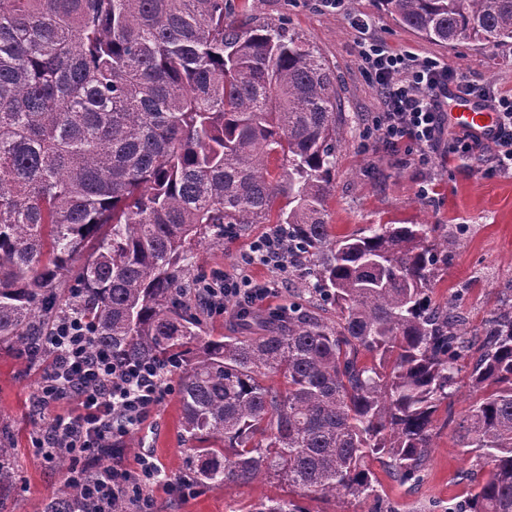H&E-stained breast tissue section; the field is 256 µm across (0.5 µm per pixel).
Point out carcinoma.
Instances as JSON below:
<instances>
[{
    "label": "carcinoma",
    "mask_w": 512,
    "mask_h": 512,
    "mask_svg": "<svg viewBox=\"0 0 512 512\" xmlns=\"http://www.w3.org/2000/svg\"><path fill=\"white\" fill-rule=\"evenodd\" d=\"M379 2L430 41L512 46V0ZM338 107L316 50L228 0H0V350L47 373L76 313L90 350L176 373L195 484L377 499L369 461L420 483L443 408L488 467L462 512H512V304L469 329L432 300L461 226L332 234ZM273 222L336 319L293 303L201 335L182 285L200 248ZM14 480L0 431V501ZM42 512L87 509L65 479Z\"/></svg>",
    "instance_id": "1"
}]
</instances>
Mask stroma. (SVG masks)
Segmentation results:
<instances>
[{
    "mask_svg": "<svg viewBox=\"0 0 512 512\" xmlns=\"http://www.w3.org/2000/svg\"><path fill=\"white\" fill-rule=\"evenodd\" d=\"M230 2L247 6L259 22L284 25L288 33L314 47L336 73L343 120L335 188L328 201L333 233L357 234L372 224L467 225L460 247L448 256V268L435 289L436 299L446 300L455 288L471 285L460 311L473 327L497 305L512 302V176H484L481 157L462 159L445 151L432 154L429 163L422 165L416 154L393 151L382 141L367 139L366 128L373 113L380 110V100L358 68L356 32L343 16L322 7L321 0ZM348 8L372 18L375 38L439 58L491 91H512V48L430 42L384 12L378 0H348ZM426 184L431 187L429 195H420V186ZM271 230V225L255 224L240 237L211 246L201 264L192 269V276L234 271L241 252ZM41 378L40 367L0 351V427L12 437L19 480L18 490L1 512H41L43 501L61 480L56 467L36 454L31 437L46 420L66 414L70 406L60 401L34 410L33 396ZM180 421L181 405L172 388L135 428L137 448L125 451L129 460L136 449L151 452L169 478L168 484L152 490L155 512H248L251 506L277 497L296 499L305 512H445L448 501L464 499L467 475L477 470L475 450L460 447L453 427L445 426L434 440L424 477L415 488L400 485L385 461H371L380 484L382 500L378 503L351 497L342 501L302 497L287 483L271 478L242 488L199 485L193 495L184 498L169 486L184 475Z\"/></svg>",
    "mask_w": 512,
    "mask_h": 512,
    "instance_id": "obj_1",
    "label": "stroma"
}]
</instances>
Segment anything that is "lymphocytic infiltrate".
Wrapping results in <instances>:
<instances>
[{
	"label": "lymphocytic infiltrate",
	"mask_w": 512,
	"mask_h": 512,
	"mask_svg": "<svg viewBox=\"0 0 512 512\" xmlns=\"http://www.w3.org/2000/svg\"><path fill=\"white\" fill-rule=\"evenodd\" d=\"M327 10L347 14L349 25L360 35L359 67L376 89L382 104L368 130L369 135L390 148L438 149L445 134L444 101L449 87L464 96L485 101L498 114L495 134L490 140L462 131L455 152L462 155L490 149L493 161L487 175L512 174V94H495L432 57L397 48L370 38L371 19L347 11V0H322ZM263 266L277 270L276 279L259 284L249 271ZM288 275V235L277 232L254 241L240 257L237 272L216 273L202 279L197 289L212 312H242L262 306L276 295L281 278ZM52 343L60 355L57 378L44 381L35 398L48 406L62 398L71 399L69 415L51 418L45 435H34V448L46 441L63 446L72 465L70 477L87 498L98 504L96 512L125 498L133 512H153L151 487L162 481V469L147 454L132 463L117 462L109 467L97 464L107 448L124 444L130 431L144 422L160 401L165 389V372L148 361H116L106 352H90L83 321L70 317L55 329Z\"/></svg>",
	"instance_id": "lymphocytic-infiltrate-1"
}]
</instances>
